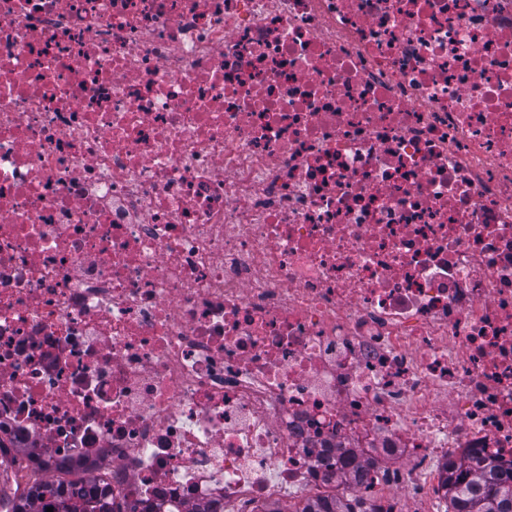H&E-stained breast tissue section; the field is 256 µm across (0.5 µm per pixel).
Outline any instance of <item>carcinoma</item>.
Instances as JSON below:
<instances>
[{
    "mask_svg": "<svg viewBox=\"0 0 512 512\" xmlns=\"http://www.w3.org/2000/svg\"><path fill=\"white\" fill-rule=\"evenodd\" d=\"M86 479L85 473L75 478H41L32 472L25 482L26 492L18 493L0 487V512H40L42 500L49 498L55 512H87L72 497L75 482ZM444 487L448 488L446 512H512V465L504 467L494 458L481 454L463 463H452L446 469ZM294 512H378L375 505L362 497L320 498L307 502Z\"/></svg>",
    "mask_w": 512,
    "mask_h": 512,
    "instance_id": "obj_1",
    "label": "carcinoma"
}]
</instances>
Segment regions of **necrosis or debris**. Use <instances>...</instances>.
Segmentation results:
<instances>
[{
  "mask_svg": "<svg viewBox=\"0 0 512 512\" xmlns=\"http://www.w3.org/2000/svg\"><path fill=\"white\" fill-rule=\"evenodd\" d=\"M148 512L512 463V0H0V452Z\"/></svg>",
  "mask_w": 512,
  "mask_h": 512,
  "instance_id": "necrosis-or-debris-1",
  "label": "necrosis or debris"
}]
</instances>
